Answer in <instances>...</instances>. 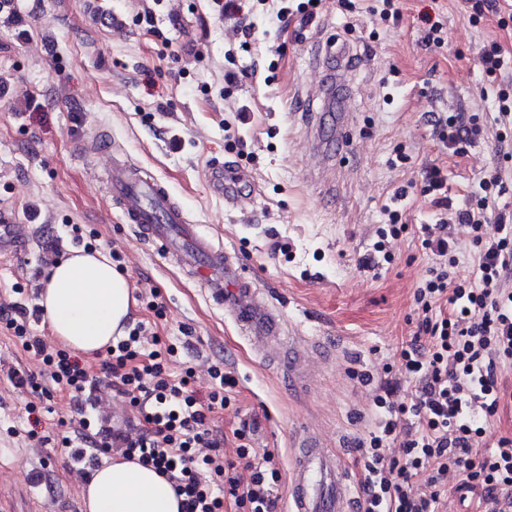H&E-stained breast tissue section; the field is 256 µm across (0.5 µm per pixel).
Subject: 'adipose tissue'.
Returning a JSON list of instances; mask_svg holds the SVG:
<instances>
[{
    "instance_id": "1",
    "label": "adipose tissue",
    "mask_w": 512,
    "mask_h": 512,
    "mask_svg": "<svg viewBox=\"0 0 512 512\" xmlns=\"http://www.w3.org/2000/svg\"><path fill=\"white\" fill-rule=\"evenodd\" d=\"M134 305L127 278L97 249H77L56 262L40 295L53 336L85 355L123 334ZM82 499L86 512H181L170 481L120 456L97 470Z\"/></svg>"
}]
</instances>
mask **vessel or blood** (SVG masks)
<instances>
[{"label": "vessel or blood", "mask_w": 512, "mask_h": 512, "mask_svg": "<svg viewBox=\"0 0 512 512\" xmlns=\"http://www.w3.org/2000/svg\"><path fill=\"white\" fill-rule=\"evenodd\" d=\"M96 148L111 158L106 170L108 194L137 236L200 284L247 336L263 342L283 340L282 310L246 275L239 256L191 223L185 207L128 157L113 152L111 141L97 142ZM249 182V172L236 164H216L208 173L211 192L231 207L245 198ZM28 247L25 225L1 219L0 256H19ZM352 505L351 484L336 457L313 432L300 430L288 484L289 512H352Z\"/></svg>", "instance_id": "1"}]
</instances>
